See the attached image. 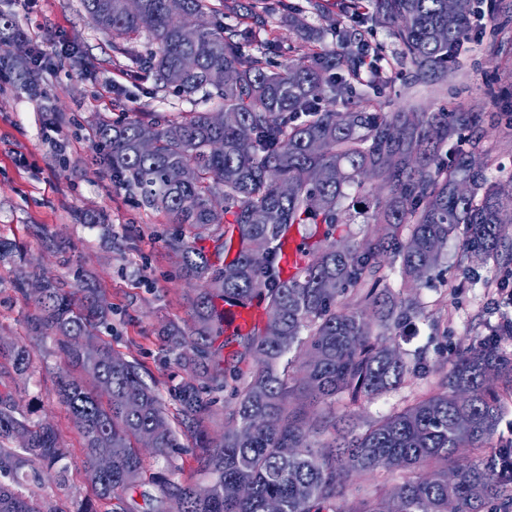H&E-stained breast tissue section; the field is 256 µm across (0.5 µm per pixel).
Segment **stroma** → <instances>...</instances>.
Segmentation results:
<instances>
[{"label": "stroma", "mask_w": 512, "mask_h": 512, "mask_svg": "<svg viewBox=\"0 0 512 512\" xmlns=\"http://www.w3.org/2000/svg\"><path fill=\"white\" fill-rule=\"evenodd\" d=\"M324 12L307 10L302 25L276 22L274 35L283 46L317 51L333 47L324 13L335 0H322ZM0 14L22 30L25 41L11 47L12 57L38 60L40 98H32L21 69L0 70V238L20 244L39 272L62 287L82 283L105 289L112 320L101 336L127 360L138 362L145 382L160 394L168 418L178 403L170 389L184 377L159 337L161 326H186L199 291L187 279L179 255L167 243L178 233L159 211L137 204L133 195L114 186L100 163L92 127L98 119L120 121L160 115L176 119L194 104L162 90L153 74L132 64L145 53L139 40L117 49L111 37L95 28L82 0H0ZM390 26L378 24L369 34L377 47L374 60L390 82L375 104L392 112L420 101L430 112H482L490 122L463 130V140L479 139L487 151L491 179H512V0H497L493 17L474 19L456 63L432 85L412 84L405 69L395 66L396 46ZM57 126L67 139L66 152L53 151L43 138ZM64 241L61 252L47 250L46 237ZM13 259H0V336L27 343L29 319L36 312L15 292ZM512 286V256L500 254L474 261L462 249L461 235L449 238L444 255L418 288L422 310L418 335L399 348L409 364H421L419 375L381 398L352 403L337 398L338 420L355 426L378 415L398 411L444 378L452 359L482 340L502 316H512L506 293ZM61 359L45 351L36 372L14 393L35 418L49 420L63 447L81 455V438L51 393ZM180 448L168 456L147 453L148 472L166 471L179 483L203 485L194 440L180 436Z\"/></svg>", "instance_id": "obj_1"}]
</instances>
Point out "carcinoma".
Instances as JSON below:
<instances>
[{"label": "carcinoma", "instance_id": "carcinoma-1", "mask_svg": "<svg viewBox=\"0 0 512 512\" xmlns=\"http://www.w3.org/2000/svg\"><path fill=\"white\" fill-rule=\"evenodd\" d=\"M182 2L202 20L191 42L179 36L168 0H82L112 39L144 36L154 45L135 62L162 88L203 105L179 120L97 124L93 137L112 182L187 226L194 239L232 224L239 243L233 259L215 264L184 236L168 240L186 275L204 284L189 330L173 326L165 336L177 364L200 368L172 391L209 484L201 493L157 472L150 512H265L270 498L282 512H512V440L490 446L512 396V353L496 340L512 335V320L456 356L448 375L410 406L321 446L316 438L336 431V417L309 416L290 384L293 372L302 373L305 396L329 405L338 394L358 402L396 388L414 370L390 342L406 335L416 310L380 289L387 265L400 262L405 284H415L461 225L463 250L475 260L512 249V193L488 181L479 141L458 142L459 130L484 122L483 113L414 104L380 112L354 87L363 83L369 21L392 24L397 63L415 81L432 83L458 58L475 0H454L451 13L448 0H339L349 23L327 18L335 47L277 66L270 60L276 45H253V33L276 17L295 18L304 5L252 0V25L242 29L211 0ZM144 136L154 142L148 155L139 151ZM460 183L469 186L465 196ZM283 184L291 187L286 196ZM371 188L374 229L360 240L336 236ZM296 224L314 231L287 276L282 248ZM260 251L265 262L257 265ZM34 280L42 284L36 294ZM15 285L36 306L33 336L52 338L54 353L83 371L60 370L55 395L81 436L84 471L100 448L110 449L112 469L91 484L95 500L69 508V451L57 429L34 421L11 392L0 393V512H139L134 493L146 472L139 449L166 455L180 443L137 364L99 337L112 304L99 288L77 283L65 291L26 263L16 267ZM256 298L267 319L240 337L241 358L254 360L244 373L224 366L215 345L224 334L219 303ZM36 354L25 344L0 346V384L26 374ZM229 386L231 426L215 439L204 393ZM395 467L406 471L404 480L371 494ZM350 480L358 496L341 507ZM25 483L62 496L24 492Z\"/></svg>", "mask_w": 512, "mask_h": 512}]
</instances>
